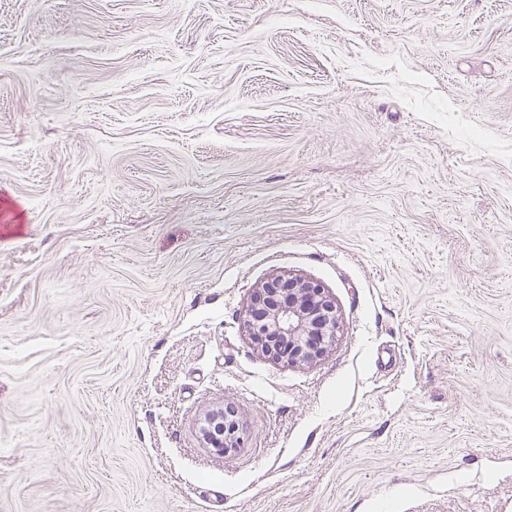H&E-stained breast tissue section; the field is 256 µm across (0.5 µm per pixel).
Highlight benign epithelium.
<instances>
[{"mask_svg": "<svg viewBox=\"0 0 512 512\" xmlns=\"http://www.w3.org/2000/svg\"><path fill=\"white\" fill-rule=\"evenodd\" d=\"M245 329L264 355L289 366L308 365L324 357L336 341V307L322 284L277 276L255 288ZM202 431L219 454L241 444L238 424L222 409L206 416Z\"/></svg>", "mask_w": 512, "mask_h": 512, "instance_id": "1", "label": "benign epithelium"}]
</instances>
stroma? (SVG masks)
<instances>
[{
	"mask_svg": "<svg viewBox=\"0 0 512 512\" xmlns=\"http://www.w3.org/2000/svg\"><path fill=\"white\" fill-rule=\"evenodd\" d=\"M0 512H512V0H0ZM245 312L246 333L256 349L290 366L317 362L336 341V307L318 282L274 277L255 288ZM202 431L205 441L219 454L241 444L238 424L228 418L223 409L214 410L206 416Z\"/></svg>",
	"mask_w": 512,
	"mask_h": 512,
	"instance_id": "obj_1",
	"label": "stroma"
}]
</instances>
